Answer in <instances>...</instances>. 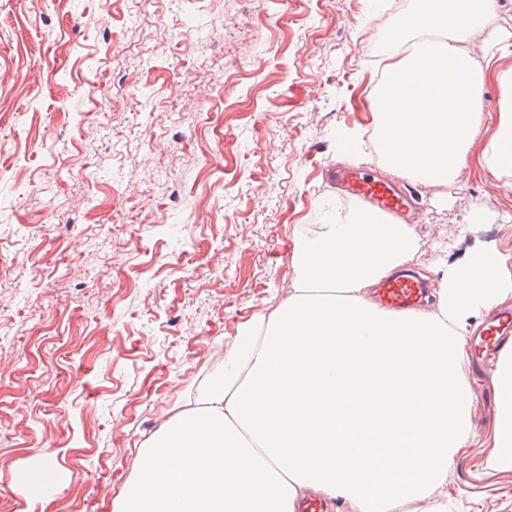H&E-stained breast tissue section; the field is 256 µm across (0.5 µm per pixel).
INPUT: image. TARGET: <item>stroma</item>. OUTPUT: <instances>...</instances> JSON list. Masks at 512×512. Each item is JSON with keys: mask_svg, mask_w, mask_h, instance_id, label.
I'll list each match as a JSON object with an SVG mask.
<instances>
[{"mask_svg": "<svg viewBox=\"0 0 512 512\" xmlns=\"http://www.w3.org/2000/svg\"><path fill=\"white\" fill-rule=\"evenodd\" d=\"M410 5L123 0L108 18L101 0H0V512H112L141 446L287 298L320 203H353L324 170L338 132L369 123L367 34ZM482 94L460 185L407 183L430 289L473 247L512 253V178L478 161L499 91ZM475 378L448 499L512 512L490 373ZM42 458L69 480L46 503L17 481Z\"/></svg>", "mask_w": 512, "mask_h": 512, "instance_id": "stroma-1", "label": "stroma"}]
</instances>
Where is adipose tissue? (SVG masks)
<instances>
[{
  "label": "adipose tissue",
  "mask_w": 512,
  "mask_h": 512,
  "mask_svg": "<svg viewBox=\"0 0 512 512\" xmlns=\"http://www.w3.org/2000/svg\"><path fill=\"white\" fill-rule=\"evenodd\" d=\"M492 0H413L381 34L383 76L367 110L387 172L425 185L458 182L479 132L482 87L499 111L482 153L512 176V66L479 62L470 44L512 47L488 28ZM407 225L359 207L326 210L295 245L292 287L248 322L224 365L143 448L113 512H297L305 492L352 512L410 501L447 512L448 473L474 434L470 333L481 312L512 301V256L489 246L443 270L433 312L399 313L370 288L418 258ZM497 415L492 465L512 468V343L491 375ZM46 500L65 475L41 461L22 473Z\"/></svg>",
  "instance_id": "ef3b65f1"
}]
</instances>
